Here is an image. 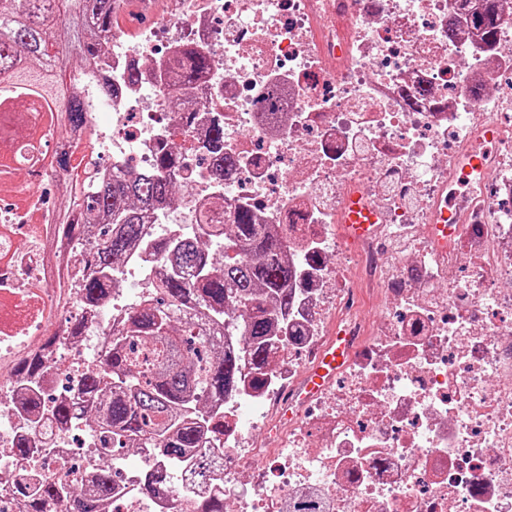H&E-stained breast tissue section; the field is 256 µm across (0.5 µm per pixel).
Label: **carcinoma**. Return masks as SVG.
Returning a JSON list of instances; mask_svg holds the SVG:
<instances>
[{"instance_id": "obj_1", "label": "carcinoma", "mask_w": 512, "mask_h": 512, "mask_svg": "<svg viewBox=\"0 0 512 512\" xmlns=\"http://www.w3.org/2000/svg\"><path fill=\"white\" fill-rule=\"evenodd\" d=\"M456 2L493 46L497 0ZM117 10L116 0H0V82L18 86L12 100H0V112L19 111L27 106L21 94H35L47 111L67 117L70 131L81 127L82 79L94 75L92 61L112 33ZM73 59L86 67L66 81L62 71ZM209 66L203 53L184 51L175 62L179 83L203 79ZM208 149L226 161L218 126ZM180 188L171 173L151 179L118 173L66 197L72 220L60 225L59 237L82 256L77 295L83 307L91 310L111 296L112 267L146 233V212L174 200ZM153 241L169 270L156 296L112 328L102 364L81 379L78 401L46 399L55 375L40 356L19 364L7 394L27 415L32 437L18 439L11 452L22 461L46 446L39 433L46 415L61 426L83 423L98 440L162 457L164 464L141 474L153 493L171 485L175 468L187 476L181 489L193 497L191 512H224V399L246 385H266L269 352L289 336L297 274L269 225L244 207L231 224L209 223L203 209L193 236ZM91 486L78 494L62 482L33 479L19 483L17 493L23 512H45L61 501L70 512H103L119 493L112 466L96 472Z\"/></svg>"}]
</instances>
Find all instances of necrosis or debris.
I'll return each instance as SVG.
<instances>
[{"label": "necrosis or debris", "instance_id": "necrosis-or-debris-1", "mask_svg": "<svg viewBox=\"0 0 512 512\" xmlns=\"http://www.w3.org/2000/svg\"><path fill=\"white\" fill-rule=\"evenodd\" d=\"M455 12L450 0H167L135 39L113 30L94 63L109 81L86 87L81 130L57 141L45 113H0L14 131L0 139V378L43 353L75 389L167 270L139 248L68 341L83 312L70 287L79 258L57 250L64 216L40 182L60 195L79 178L153 175L159 150L181 142L192 148L175 162L183 195L149 234L187 233L211 205L228 224L246 205L275 226L300 278L298 335L276 349L265 388L224 403V473L251 475L225 486L226 512H512V0H499L491 52ZM190 45L211 70L187 112L170 61ZM273 90L283 109L270 115L259 100ZM217 124L233 162L222 175L204 149ZM484 124L497 130L488 148ZM467 149L483 150L482 170H465ZM351 187L386 217L357 242L339 228ZM458 198L457 231L438 248L424 228ZM368 290L382 307L372 326L359 312ZM336 332L353 357L303 399V373ZM49 336L60 344L48 351ZM262 423L288 431L273 483L249 470L268 453L250 439ZM41 432L40 454L0 456V512H15L22 478L81 489L109 454L77 460L71 428L47 420Z\"/></svg>", "mask_w": 512, "mask_h": 512}]
</instances>
